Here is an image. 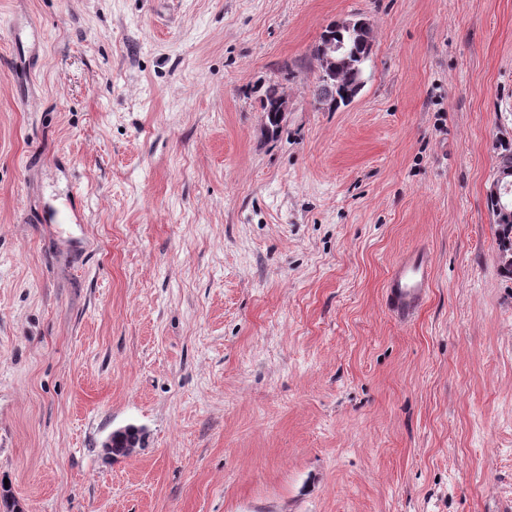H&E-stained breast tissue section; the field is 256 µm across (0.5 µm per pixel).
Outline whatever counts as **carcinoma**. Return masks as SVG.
Segmentation results:
<instances>
[{
    "instance_id": "carcinoma-1",
    "label": "carcinoma",
    "mask_w": 512,
    "mask_h": 512,
    "mask_svg": "<svg viewBox=\"0 0 512 512\" xmlns=\"http://www.w3.org/2000/svg\"><path fill=\"white\" fill-rule=\"evenodd\" d=\"M334 35L342 36L344 49L336 53V71L330 73L322 70L314 95L317 102L325 99L336 105L349 103L348 91L352 86L363 82L364 66L369 60L371 49L357 41L353 31L336 30ZM500 231L498 236V251L500 262L512 259V218L496 220ZM127 445L111 449L112 456H127L137 448L144 439V430L134 425L125 427Z\"/></svg>"
}]
</instances>
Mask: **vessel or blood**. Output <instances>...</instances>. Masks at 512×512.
I'll return each instance as SVG.
<instances>
[{
    "instance_id": "1",
    "label": "vessel or blood",
    "mask_w": 512,
    "mask_h": 512,
    "mask_svg": "<svg viewBox=\"0 0 512 512\" xmlns=\"http://www.w3.org/2000/svg\"><path fill=\"white\" fill-rule=\"evenodd\" d=\"M433 283V262L428 250L399 259L388 275L383 291L384 305L400 323L412 322L427 301Z\"/></svg>"
}]
</instances>
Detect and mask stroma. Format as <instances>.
Masks as SVG:
<instances>
[{"instance_id": "stroma-1", "label": "stroma", "mask_w": 512, "mask_h": 512, "mask_svg": "<svg viewBox=\"0 0 512 512\" xmlns=\"http://www.w3.org/2000/svg\"><path fill=\"white\" fill-rule=\"evenodd\" d=\"M359 18L365 84L331 109L314 47ZM12 22L40 32L21 59ZM506 145L512 0H0V490L512 512ZM419 246L433 284L403 325L383 288ZM130 424L143 446L108 457ZM490 207L493 215L496 217V224H499L500 227L498 236L499 259L503 264L507 259L511 258L510 265H505L504 271L512 275V216L510 219L507 217L498 219L499 215L495 213L493 204H490ZM506 245H509V247Z\"/></svg>"}]
</instances>
